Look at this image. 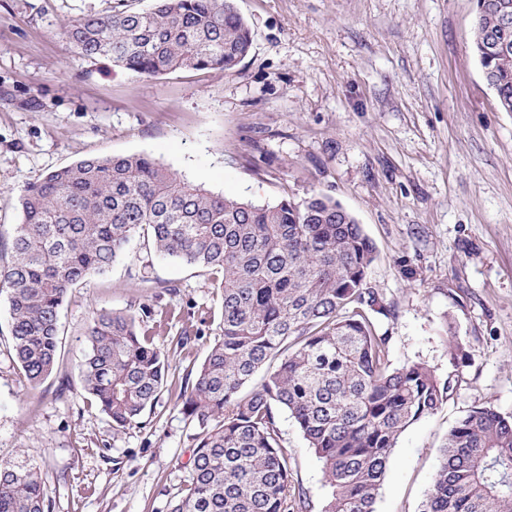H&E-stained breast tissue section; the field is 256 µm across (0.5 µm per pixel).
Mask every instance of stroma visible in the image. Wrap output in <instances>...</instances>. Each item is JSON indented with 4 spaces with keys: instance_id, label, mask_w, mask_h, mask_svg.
I'll return each instance as SVG.
<instances>
[{
    "instance_id": "1",
    "label": "stroma",
    "mask_w": 512,
    "mask_h": 512,
    "mask_svg": "<svg viewBox=\"0 0 512 512\" xmlns=\"http://www.w3.org/2000/svg\"><path fill=\"white\" fill-rule=\"evenodd\" d=\"M116 3L0 0V229L20 223L25 186L89 156L145 154L256 204L340 202L376 249L367 281L388 309L374 320L392 365L421 362L453 385L399 436L376 501V512H420L455 422L478 406L512 413V112L472 52L474 0H235L253 36L242 61L150 78L63 38L75 17ZM103 310L138 314L174 383L123 431L81 384ZM222 313L211 272L133 237L68 293L54 371L34 388L0 293V458L39 467L49 512H169L196 431L176 387L194 379ZM277 422L292 485L322 512V464L287 412Z\"/></svg>"
}]
</instances>
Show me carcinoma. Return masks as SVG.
Returning <instances> with one entry per match:
<instances>
[{
  "mask_svg": "<svg viewBox=\"0 0 512 512\" xmlns=\"http://www.w3.org/2000/svg\"><path fill=\"white\" fill-rule=\"evenodd\" d=\"M512 0H476L473 50L501 111L512 112ZM78 54L140 75L228 70L252 35L233 0H155L73 19ZM0 265L12 348L29 383L53 372L68 292L102 273L137 234L160 254L221 275L223 323L180 393L196 433L192 474L170 512H295L276 411L294 419L331 489L323 512H375L400 434L437 412L450 381L421 363L393 368L388 310L368 286L375 248L336 200L271 205L214 195L148 155L92 156L21 196ZM83 390L115 430L140 423L168 383V357L136 314L100 311L87 332ZM265 370L259 386L247 389ZM36 467L0 460V512H45ZM421 512H512V414L474 407L448 431Z\"/></svg>",
  "mask_w": 512,
  "mask_h": 512,
  "instance_id": "carcinoma-1",
  "label": "carcinoma"
}]
</instances>
